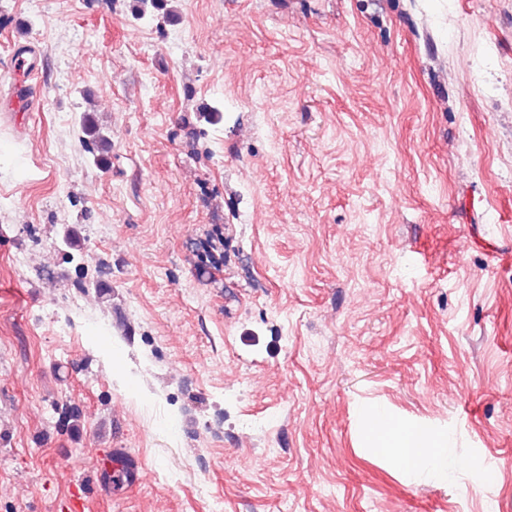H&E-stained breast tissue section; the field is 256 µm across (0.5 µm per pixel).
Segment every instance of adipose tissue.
Wrapping results in <instances>:
<instances>
[{
	"label": "adipose tissue",
	"instance_id": "adipose-tissue-1",
	"mask_svg": "<svg viewBox=\"0 0 512 512\" xmlns=\"http://www.w3.org/2000/svg\"><path fill=\"white\" fill-rule=\"evenodd\" d=\"M370 430L375 435L381 452L391 456L405 468L412 469L424 462H437L443 454V447L427 448L422 444L418 433L406 432L392 426L390 420L381 413L370 417Z\"/></svg>",
	"mask_w": 512,
	"mask_h": 512
}]
</instances>
